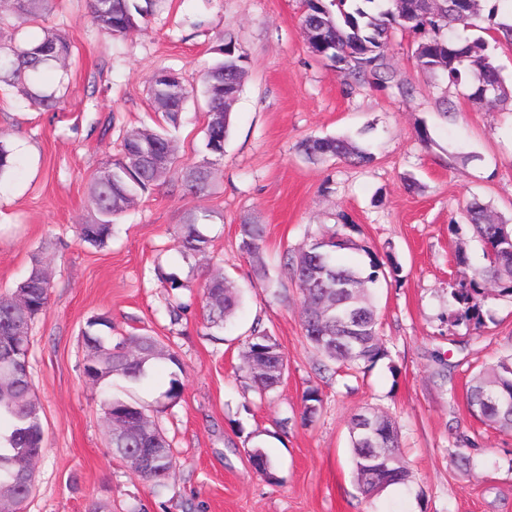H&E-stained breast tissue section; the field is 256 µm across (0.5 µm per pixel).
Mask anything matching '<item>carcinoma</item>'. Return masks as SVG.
I'll use <instances>...</instances> for the list:
<instances>
[{"instance_id": "cac0c4a2", "label": "carcinoma", "mask_w": 512, "mask_h": 512, "mask_svg": "<svg viewBox=\"0 0 512 512\" xmlns=\"http://www.w3.org/2000/svg\"><path fill=\"white\" fill-rule=\"evenodd\" d=\"M55 0H15L13 7L0 12V25L39 18ZM165 0H87L93 23L112 36H123L137 29L160 9ZM303 0L301 23L308 32L323 29L327 43L310 41L311 53L359 82L367 74L380 81L391 79L386 64L385 49L397 30L419 31L424 38L417 43L414 54L418 67L426 73H442L454 84L469 86V99L482 105L487 102H512L503 70L497 64L490 44L512 46V22L502 20L488 28L492 41L482 37L470 39L463 32L479 27V0H435L425 14L407 24L403 20L404 0ZM72 45L65 36L50 32L35 42L15 40L0 42V82L15 86L32 103L47 110L60 104L56 92L43 94L35 89L42 75L61 67L71 55ZM223 58L204 73L201 94L206 111L224 113V125H206L204 147L208 155L224 154V143L231 126V107L237 99L247 74V60L234 40L229 39L219 49ZM168 79L151 78L149 94L155 112L161 114L157 127L143 126L124 133L120 157L113 160L89 187V198L97 212L90 224L77 228V237L91 245L101 246L112 235L113 225L143 195L166 182L176 161L172 131L181 121V113L170 108L187 101L196 93L173 70L162 69ZM301 153L310 161L327 157L346 159L366 167L373 163L370 148L350 136L307 138L300 143ZM16 166L14 152L0 139V180ZM212 164L204 160L184 169L183 187L192 196L208 194L214 183ZM212 220L208 211L191 212L180 224L178 252L185 258L205 255L211 248V238L205 226ZM467 227L483 245L485 263L468 267L460 252L458 264L470 268L453 295L459 305L457 319L479 328L484 325L483 308L489 289L500 296H512V225L494 221L486 205L473 201L467 205L464 224H450L458 234ZM354 225L345 223L341 229H329L309 239L297 254L282 266V274L293 281L301 295L300 320L305 338L323 361V369L333 365V372L357 374L372 368L388 356L380 333L379 315L371 297V286L382 278L394 276L398 266L392 256L382 261L370 248L359 244L347 230ZM266 227L251 219L239 224L238 250L248 260L256 279L268 290L278 294L279 280L269 276V266L263 251ZM342 251L362 253L365 259L344 264ZM168 285L167 306L171 324L179 323L201 299L208 311V328H221L233 319L242 305V294L234 282L218 272L209 275L196 295L185 291L192 287L176 274L164 277ZM51 280L42 260L33 258L28 274L6 295H0V343L16 324L32 329L35 319L49 302ZM112 320L99 315L86 323L82 343L86 357L82 374L92 379V385L102 395L106 410L123 411L136 424V433L110 440L112 452L122 459L130 449L142 451L147 458L137 476L148 483L153 493L161 494L176 472V456L166 433L147 409L135 410L137 404L114 391V379L140 384L153 370H170L168 388L163 396L171 404L182 396L183 364L178 354L150 334L122 336L112 340ZM243 366L256 394L265 399L278 389L288 372V362L281 344L262 322L255 321L243 338ZM468 406L484 423L512 429V354L482 367L468 383ZM303 419L310 421L319 412L322 399L316 388L303 395ZM41 403L31 379L16 383H0V497L23 500L31 497L35 470L34 456L43 448L32 444V436L42 430ZM377 430L388 441L375 440L367 444L365 435L354 415L348 424L354 469L363 494L373 496L385 488L402 483L409 477L400 449L397 421L382 409L365 412ZM470 453L458 448L449 451L453 462L463 468L477 465L479 452L475 443L465 439Z\"/></svg>"}]
</instances>
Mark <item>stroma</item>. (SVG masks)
<instances>
[{
  "mask_svg": "<svg viewBox=\"0 0 512 512\" xmlns=\"http://www.w3.org/2000/svg\"><path fill=\"white\" fill-rule=\"evenodd\" d=\"M302 10V0H167L146 27L114 37L92 24L84 0H56L47 16L23 24L28 40L53 30L73 44L69 93L57 110L0 85V133L19 162L0 180V294L26 275L33 256L51 274L29 356L45 449L27 512H87L94 500L108 512H512V431L481 423L466 401L474 367L512 353V298L490 299L484 327L454 325L455 254L464 250L476 265L482 247L471 232L449 229L475 199L512 224V105L476 106L466 85L422 72L409 31L396 32L386 52L391 82H347L310 53ZM228 38L246 53L248 75L211 192L195 198L182 187L183 167L206 156L197 97L182 113L166 184L144 195L104 246L79 242L76 227L96 218L88 187L118 155L122 130L152 122L153 73L170 68L200 87L203 67ZM345 134L371 145L370 166L312 163L297 149L308 136ZM192 210L217 217L207 227L208 255L186 259L176 238ZM246 218L265 224L264 249L276 259L346 221L358 226L361 245L392 255L398 277L373 288L388 357L355 377L318 373L296 287L287 301L272 298L238 251ZM213 269L242 291L236 318L211 334L197 305L171 325L163 273L196 286ZM100 314L111 318L113 335L153 334L184 363L174 406L165 384L127 389L173 441L178 469L163 494L113 455L98 393L82 377L81 332ZM257 320L288 358L282 386L265 401L239 369V338ZM311 387L322 405L308 422L302 397ZM365 407L396 418L412 472L371 499L358 489L348 433L350 416ZM283 417L284 429L276 424ZM461 432L483 455L470 470L448 455ZM257 446L272 457L274 480L253 470Z\"/></svg>",
  "mask_w": 512,
  "mask_h": 512,
  "instance_id": "35a3bbf8",
  "label": "stroma"
}]
</instances>
